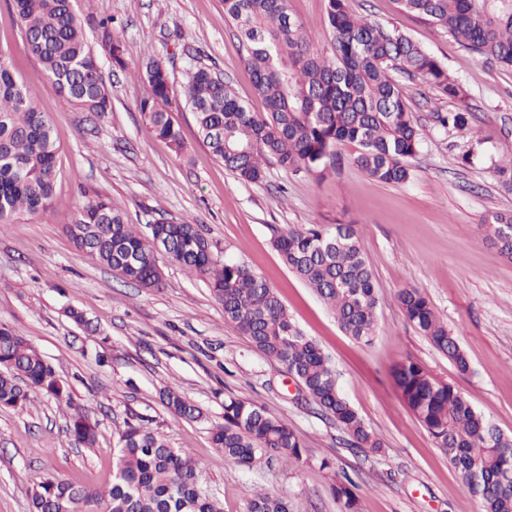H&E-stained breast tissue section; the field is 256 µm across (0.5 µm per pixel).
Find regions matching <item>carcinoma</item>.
Returning a JSON list of instances; mask_svg holds the SVG:
<instances>
[{"label":"carcinoma","instance_id":"1","mask_svg":"<svg viewBox=\"0 0 512 512\" xmlns=\"http://www.w3.org/2000/svg\"><path fill=\"white\" fill-rule=\"evenodd\" d=\"M224 15L239 33L245 63L267 112L251 111L224 80L200 66L186 73L183 92L199 135L238 179L264 180L274 160L288 170L321 179L336 166L334 148L359 146L353 163L375 180L400 184L410 177L408 161L421 147L422 133L391 72L420 77L451 100L463 89L447 69L409 36L358 16L349 0H328L332 55L311 46L302 25L288 12V0H223ZM404 12L444 30L470 52L512 68V11L488 15L475 0H398ZM28 53L44 72V88L68 105L104 113L111 98L86 37L75 0H12ZM110 47L113 63L124 67V49L109 22H95ZM148 96L140 103L147 129L175 150L183 149L180 128L168 109L172 86L164 65L147 63ZM37 92L13 73L0 50V223L15 215L46 211L59 176L57 145L47 115L35 106ZM440 125L471 132L467 113H440ZM68 235L74 246L119 278L159 288L166 257L190 273L208 277L224 309V320L250 339L267 360L294 376L307 397L336 420L346 443L375 453L383 440L345 396L332 358L303 334L265 279L247 264L214 258L196 224H158L146 237L126 222L112 202L98 197L78 211ZM273 245L336 316L353 339L369 343L375 334L380 298L353 224L329 229L292 227ZM396 299L414 329L461 372L468 359L456 336L418 288H401ZM401 397L463 482L478 497L482 512H512V437L477 411L451 383L434 377L408 358L392 367ZM72 409L68 431L77 447L91 448L98 423L73 406L53 367L20 332L0 327V406L23 407L38 394ZM176 417L194 419L200 410L173 387L162 392ZM212 444L239 466L274 455L301 461L306 448L287 424L251 399L224 401V423L214 426ZM112 485L97 491L47 472L33 488V512H223L217 498L197 483L198 461L174 448L137 421L126 425L114 453ZM342 512H360L356 485L333 486ZM246 512H299L269 493L254 494Z\"/></svg>","mask_w":512,"mask_h":512}]
</instances>
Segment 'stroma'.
<instances>
[{
    "label": "stroma",
    "instance_id": "obj_1",
    "mask_svg": "<svg viewBox=\"0 0 512 512\" xmlns=\"http://www.w3.org/2000/svg\"><path fill=\"white\" fill-rule=\"evenodd\" d=\"M351 6L409 35L464 91L450 100L420 78L397 75L422 132L401 184L359 170L349 143L337 145L335 169L319 180L272 163L261 183L250 184L225 169L199 136L182 94L185 70L203 66L251 111L265 110L223 0H78L80 14L111 19L125 49L124 68L113 67L99 31L86 25L112 97L111 111L98 115L44 89L41 65L27 54L8 0H0V49L15 75L38 89L36 106L51 121L61 169L47 211L19 214L0 228V324L22 332L74 403L99 423L95 446L78 448L53 399L0 407V512H31V490L48 470L94 489L111 486L118 434L141 419L192 453L201 487L224 512H244L258 490L288 498L300 512H340L332 487L343 476L358 488L360 512H481L479 499L403 403L391 369L409 358L421 363L512 436V258L485 227L493 214L512 212V190L497 170L512 155V68L469 53L437 26L401 11L397 0H351ZM326 9L327 0H289L291 16L324 53L332 43ZM151 59L170 73L180 153L147 130L139 110ZM457 109L469 111L475 141L437 123V113ZM468 150L477 158L465 166L460 157ZM99 196L142 231L191 220L216 258L244 262L263 277L297 327L332 357L346 397L382 437L381 451L348 447L335 420L298 398L283 368L225 322L205 277L165 259L162 287L143 288L78 252L67 229L79 208ZM338 220L356 224L375 276L380 305L368 344L342 331L272 244L288 228ZM405 287L427 295L457 336L469 372H459L406 321L396 300ZM70 308L86 316L90 329L67 316ZM170 386L200 409L199 418L170 414L161 400ZM231 396L256 401L301 436L302 462L265 456L247 468L226 460L212 445L211 429L222 423Z\"/></svg>",
    "mask_w": 512,
    "mask_h": 512
}]
</instances>
